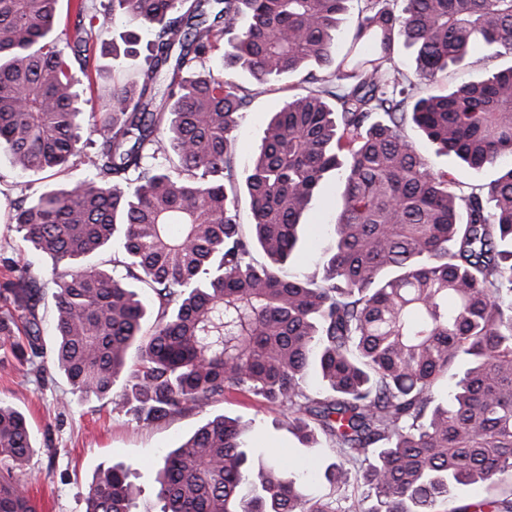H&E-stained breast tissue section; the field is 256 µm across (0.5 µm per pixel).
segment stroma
<instances>
[{
    "mask_svg": "<svg viewBox=\"0 0 512 512\" xmlns=\"http://www.w3.org/2000/svg\"><path fill=\"white\" fill-rule=\"evenodd\" d=\"M90 53L96 68L89 79L81 80L80 87L87 101V111L95 112L107 98L113 80H133L141 61L113 56L102 50L97 41L91 42ZM511 64L512 59L496 56L492 48L480 44L463 65L439 73L434 82H421L420 91L426 94L436 88H455ZM236 78L253 91L251 103L234 132L238 164L244 167L259 147L268 121L289 97L299 92L300 86L295 76L283 77L266 86L254 85L244 71L237 72ZM406 134L434 169L454 171L459 180L469 184L486 183L497 176V168L463 169L453 159L437 155L435 145L417 129H407ZM87 172V166L74 164L53 175L20 174L12 169L8 156L0 153V292L17 287V266L31 263V273L41 285L42 338L49 349L55 342L52 333L53 261L46 255L32 259L23 255L24 244L5 223L4 217L14 201L39 193L48 185L77 181ZM342 191V183L331 174L313 195L303 220L318 225L319 231L289 264V273L320 275L318 258L330 243L324 227L334 223ZM0 399L21 410L32 426L38 450L30 463L31 476L26 489L36 501L39 512H85V497L93 477L101 468L113 463L128 466L132 481L142 489L134 512H158L154 484L163 454L178 447L208 420L221 415L247 425V441L256 450V460L277 457L289 465L309 455L323 468L335 459L325 442H318L311 449L303 448L289 433L278 408L240 395H230L200 412L175 415L149 425L134 420L120 405L118 395L77 401L68 381L48 356L37 368L13 358L0 360Z\"/></svg>",
    "mask_w": 512,
    "mask_h": 512,
    "instance_id": "stroma-1",
    "label": "stroma"
}]
</instances>
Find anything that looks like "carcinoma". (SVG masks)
Returning a JSON list of instances; mask_svg holds the SVG:
<instances>
[{
    "label": "carcinoma",
    "instance_id": "1",
    "mask_svg": "<svg viewBox=\"0 0 512 512\" xmlns=\"http://www.w3.org/2000/svg\"><path fill=\"white\" fill-rule=\"evenodd\" d=\"M69 2L61 35L59 0H0V150L22 172L89 167L9 217L53 260L52 355L72 395L118 385L146 423L254 397L282 409L302 446L320 433L337 457L302 472L333 485L311 497L281 461L255 464L244 426L218 416L162 457L159 512H447L460 486L486 496L452 512H512V166L465 186L405 134L416 126L472 169L512 158V65L418 98L394 58L398 37L432 81L481 42L512 56V0H364L338 62L348 0H112L143 63L90 113L75 72L103 26L93 0ZM239 68L258 86L299 75L302 90L246 170L247 226L233 131L252 93ZM330 172L343 191L322 275L290 277ZM114 247L122 275L91 262ZM19 270L30 287L0 294V351L33 363L40 286ZM312 374L322 391L307 389ZM34 453L27 418L0 399V512H37ZM138 495L115 463L85 512H132Z\"/></svg>",
    "mask_w": 512,
    "mask_h": 512
}]
</instances>
